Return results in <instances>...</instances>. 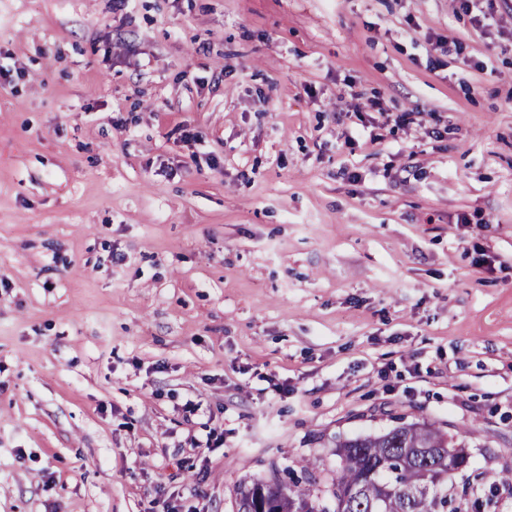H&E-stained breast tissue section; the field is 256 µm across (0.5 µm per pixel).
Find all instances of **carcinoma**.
<instances>
[{"instance_id": "cac0c4a2", "label": "carcinoma", "mask_w": 512, "mask_h": 512, "mask_svg": "<svg viewBox=\"0 0 512 512\" xmlns=\"http://www.w3.org/2000/svg\"><path fill=\"white\" fill-rule=\"evenodd\" d=\"M338 456L333 507L295 482L254 480L240 488L237 512H477L448 474L467 466V455L432 426L400 423L379 436L346 439Z\"/></svg>"}]
</instances>
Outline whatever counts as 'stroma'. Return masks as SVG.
I'll return each instance as SVG.
<instances>
[{"mask_svg":"<svg viewBox=\"0 0 512 512\" xmlns=\"http://www.w3.org/2000/svg\"><path fill=\"white\" fill-rule=\"evenodd\" d=\"M491 3L0 0V512H236L304 459L322 496L401 421L512 512Z\"/></svg>","mask_w":512,"mask_h":512,"instance_id":"stroma-1","label":"stroma"}]
</instances>
